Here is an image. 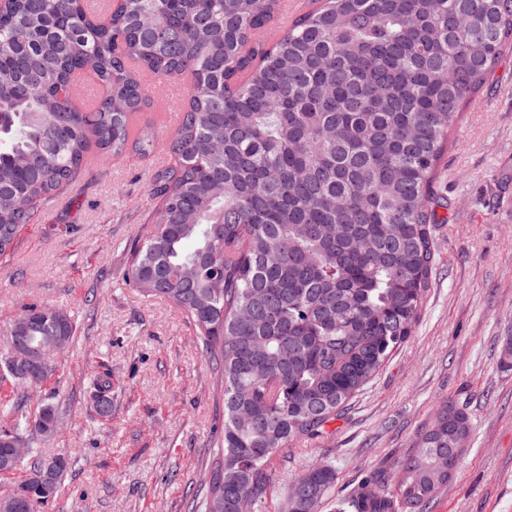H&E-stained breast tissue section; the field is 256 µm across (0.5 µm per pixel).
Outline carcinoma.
<instances>
[{"instance_id": "cac0c4a2", "label": "carcinoma", "mask_w": 512, "mask_h": 512, "mask_svg": "<svg viewBox=\"0 0 512 512\" xmlns=\"http://www.w3.org/2000/svg\"><path fill=\"white\" fill-rule=\"evenodd\" d=\"M274 38L282 0H113L102 19L85 0H5L0 7V257L37 207L82 174L90 145L107 157L154 149L129 131L151 102L141 75L191 78L152 188L153 224L129 248L124 282L178 308L214 365L224 432L202 512H265L274 460L326 425L369 384L418 321L432 269L430 197L448 131L512 43V0H317ZM106 90L83 108L69 87L86 70ZM0 333V454L6 441L49 438L59 412L10 370L19 333L52 354L77 322L26 304ZM112 415V367L86 382ZM472 433L453 401L419 431L399 477L371 479L344 512H423L448 484ZM54 484L30 477L1 500L44 512ZM336 481L312 467L288 489L287 512H318Z\"/></svg>"}]
</instances>
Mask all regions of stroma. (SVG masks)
Segmentation results:
<instances>
[{
	"label": "stroma",
	"instance_id": "35a3bbf8",
	"mask_svg": "<svg viewBox=\"0 0 512 512\" xmlns=\"http://www.w3.org/2000/svg\"><path fill=\"white\" fill-rule=\"evenodd\" d=\"M142 112L156 147L103 159L90 149L78 181L45 201L0 258V328L21 305L68 310L75 347L54 358L41 395L54 394L58 430L38 441L74 464L46 512H200L202 483L224 426V401L193 328L178 309L127 286L128 247L152 219L154 174L172 128ZM447 202L431 227L432 275L410 339L353 397L325 437L289 445L274 461L266 512H283L287 488L313 463L336 482L320 512H337L368 476L393 483L394 464L443 401L469 413L473 431L452 481L426 512H512V369L500 363L512 334V49L448 133L433 184ZM112 367V415H89L84 388Z\"/></svg>",
	"mask_w": 512,
	"mask_h": 512
}]
</instances>
